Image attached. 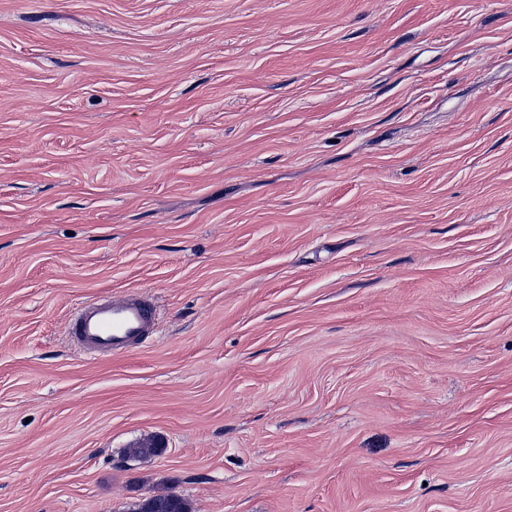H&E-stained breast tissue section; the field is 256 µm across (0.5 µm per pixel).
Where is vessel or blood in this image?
<instances>
[{
  "mask_svg": "<svg viewBox=\"0 0 512 512\" xmlns=\"http://www.w3.org/2000/svg\"><path fill=\"white\" fill-rule=\"evenodd\" d=\"M157 309L141 294L104 297L80 306L68 334L90 354L109 355L135 348L155 335Z\"/></svg>",
  "mask_w": 512,
  "mask_h": 512,
  "instance_id": "obj_1",
  "label": "vessel or blood"
}]
</instances>
